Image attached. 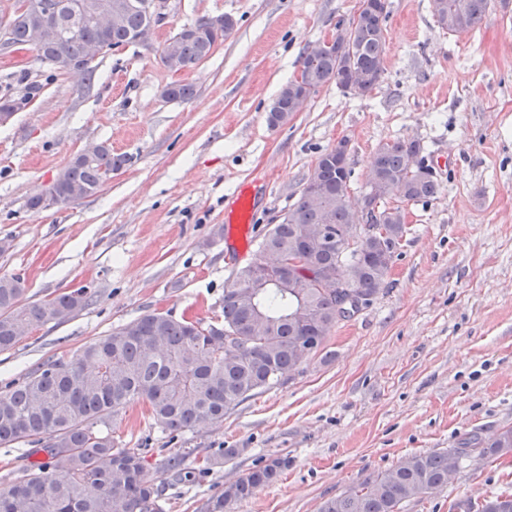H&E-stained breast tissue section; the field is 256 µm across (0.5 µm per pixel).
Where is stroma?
<instances>
[{
  "label": "stroma",
  "mask_w": 512,
  "mask_h": 512,
  "mask_svg": "<svg viewBox=\"0 0 512 512\" xmlns=\"http://www.w3.org/2000/svg\"><path fill=\"white\" fill-rule=\"evenodd\" d=\"M357 3L165 0L151 45L99 56L91 77L55 72L28 46L0 50V96L40 88L0 124V241L8 243L0 276H21L29 302L80 288L92 297L0 353V390L146 312L221 316L225 282L253 260L338 139L350 143L356 201L381 142L419 138L439 167L437 196L409 208L387 287L332 330L326 352L223 422L172 441L149 430L136 406L108 420L117 445L143 447L163 512H203L225 483L276 457L288 461L278 480L226 512H318L405 456L512 426V5L491 0L478 28L451 35L430 0H389L376 89L351 98L326 84L287 124L270 127L268 107L299 72L304 49L329 39ZM219 15L235 29L207 60L181 73L161 64L180 26ZM176 81L194 84V98L164 100L161 89ZM100 142L131 158L103 189L27 208L76 153ZM243 183L261 190L252 230L212 237L227 195ZM185 448L190 468L222 448L235 454L183 483L164 462ZM506 489L512 455H474L404 512H450L456 501Z\"/></svg>",
  "instance_id": "stroma-1"
}]
</instances>
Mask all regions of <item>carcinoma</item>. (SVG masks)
Listing matches in <instances>:
<instances>
[{
    "instance_id": "obj_1",
    "label": "carcinoma",
    "mask_w": 512,
    "mask_h": 512,
    "mask_svg": "<svg viewBox=\"0 0 512 512\" xmlns=\"http://www.w3.org/2000/svg\"><path fill=\"white\" fill-rule=\"evenodd\" d=\"M132 0L122 19L101 30L69 13L41 17L54 39L34 48L36 59L51 65L62 54L79 63L88 44L114 49L135 44L150 26L144 3ZM358 17L336 23L343 43L319 52L306 48L301 56L305 86L292 80L271 102L267 121L276 127L302 111L312 93L334 82L343 93L365 96L384 75L388 0H365ZM440 28L466 33L483 21L488 0H430ZM229 16L202 17L172 36L181 67L196 68L228 37ZM30 44L29 24L22 20L0 27V47ZM345 74L348 82L337 83ZM191 84L173 82L161 91L167 101H188ZM426 161L418 138L395 139L378 145L363 198L373 203L378 233L363 236L352 209L351 163L325 150L309 175L316 183L313 197L300 196L282 220L266 231L257 245L256 269L295 256L307 255L322 269H331L355 287L369 304L383 288L407 233L409 204L433 199L439 180L413 163ZM128 158L112 153L105 142L91 159L74 157L55 177V193L63 205L94 195L112 172ZM329 225L331 241L317 229ZM365 237L361 243L355 239ZM259 280L239 268L224 285L223 320L189 322L167 313L147 312L112 329L77 350L31 373L22 383L0 391V445L24 442L22 454L43 453L22 474L0 487V512H162L160 489L148 478L142 449L121 448L99 426L134 403L144 406L151 426L163 433H184L224 420V415L258 391L276 385L325 347L330 331L355 314L337 316L336 285L302 275L290 288H260ZM26 288L18 275L0 276V352L19 340L17 328L59 323L86 308L83 289L57 294L39 302L23 300ZM479 449L465 445L418 453L401 459L376 478L322 502L319 512H402L405 504L446 484L461 461L478 452L493 457L512 453V426L490 440L476 439ZM229 448L203 458L197 472L207 473ZM288 460L274 458L224 485L210 498L204 512H226L233 502L251 497L276 481ZM461 512H512V492L474 503L454 504Z\"/></svg>"
}]
</instances>
